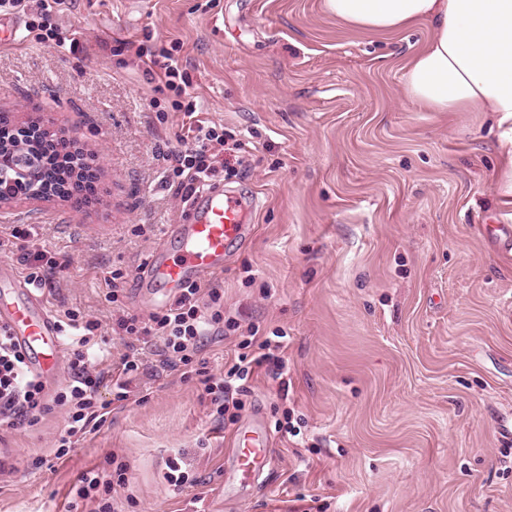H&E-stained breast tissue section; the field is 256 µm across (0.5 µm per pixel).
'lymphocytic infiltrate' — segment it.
Instances as JSON below:
<instances>
[{
  "instance_id": "obj_1",
  "label": "lymphocytic infiltrate",
  "mask_w": 512,
  "mask_h": 512,
  "mask_svg": "<svg viewBox=\"0 0 512 512\" xmlns=\"http://www.w3.org/2000/svg\"><path fill=\"white\" fill-rule=\"evenodd\" d=\"M64 0H0V8L16 11L35 10L43 24L37 35L40 43L50 47L78 51L81 43L74 34L63 33L55 23ZM135 55L149 69L155 70L157 83L152 106H159V94L184 93L189 84L186 68L166 50L152 51L137 47ZM175 110L183 111L188 122L179 137L180 147L172 153L170 165L164 171L166 182L175 185L182 202L193 201L201 189L219 174L237 175L231 160H217V151L223 150L228 140L223 128L211 121L198 118L195 104L175 103ZM30 285L43 288L52 285L55 277L64 274L70 262L66 258L48 255L42 250L23 254ZM66 327L70 331L68 355V383L54 396H46L44 382L32 374L23 353L16 346L7 328L0 327V429L32 427L42 416L62 409L64 425L56 439V459H63L106 421L113 403L136 399L141 382L158 370L186 367L199 376L210 397L212 415L223 420L229 410L240 408L241 397L247 394L255 368L267 365L281 369V354L285 349L282 331L273 337H252L246 340V352L220 382H213L205 360L200 359L205 339L224 336V301L218 289L191 283L181 288L178 296L164 309L150 313L147 318L135 316L119 319L116 332L128 337L125 353L117 360H109L96 334V322L84 319L79 312H66ZM161 343L159 364L147 362L145 349ZM112 382L111 399H103L98 389L104 380Z\"/></svg>"
}]
</instances>
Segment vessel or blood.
Wrapping results in <instances>:
<instances>
[{
    "mask_svg": "<svg viewBox=\"0 0 512 512\" xmlns=\"http://www.w3.org/2000/svg\"><path fill=\"white\" fill-rule=\"evenodd\" d=\"M196 220L191 224L173 225L171 233L179 240L174 254L150 263L142 287L151 290L153 302L165 304L167 291L205 276L224 266L227 251L246 230L243 222L247 209L237 196L207 191L196 201ZM488 237L503 255L512 254V225L490 224ZM0 325L8 328L15 343L26 355L30 371L42 378L58 373L59 361L66 345L44 301L9 265L0 264ZM240 454L238 465L243 475L263 467L268 458L267 436L254 427L237 437Z\"/></svg>",
    "mask_w": 512,
    "mask_h": 512,
    "instance_id": "1",
    "label": "vessel or blood"
}]
</instances>
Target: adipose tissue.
I'll return each instance as SVG.
<instances>
[{
	"label": "adipose tissue",
	"instance_id": "1",
	"mask_svg": "<svg viewBox=\"0 0 512 512\" xmlns=\"http://www.w3.org/2000/svg\"><path fill=\"white\" fill-rule=\"evenodd\" d=\"M324 7L369 34L428 26L425 44L405 65L404 96L434 112L495 114L497 190L512 206V0H324Z\"/></svg>",
	"mask_w": 512,
	"mask_h": 512
}]
</instances>
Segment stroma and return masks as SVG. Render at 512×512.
Masks as SVG:
<instances>
[{
    "mask_svg": "<svg viewBox=\"0 0 512 512\" xmlns=\"http://www.w3.org/2000/svg\"><path fill=\"white\" fill-rule=\"evenodd\" d=\"M35 14L0 12V113L53 119L94 157L99 196L54 200L37 218L1 209L0 226L36 221L33 248L70 266L43 290L54 319L98 321L113 354L119 315H148L137 281L150 256L194 220L163 180L184 115L126 42L186 64L187 100L242 142L224 189L253 202L219 288L236 326L203 351L214 377L250 327L288 334L286 368L256 369L223 423L197 378L166 370L143 401L54 460L64 413L0 429V512H95L79 476L127 465L118 512H512V258L484 238L512 224L499 202V129L488 112H432L403 95V67L426 26L370 35L323 0H67L56 15L82 51L37 43ZM127 274L122 309L106 298ZM265 425L271 462L241 479L237 433ZM195 486L165 477L170 456ZM45 467L32 469L34 458Z\"/></svg>",
    "mask_w": 512,
    "mask_h": 512,
    "instance_id": "stroma-1",
    "label": "stroma"
}]
</instances>
